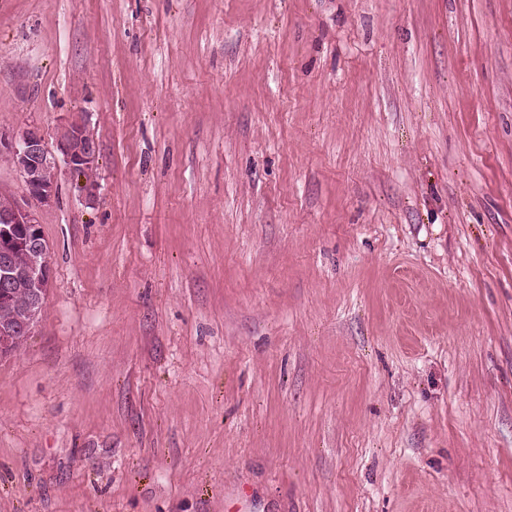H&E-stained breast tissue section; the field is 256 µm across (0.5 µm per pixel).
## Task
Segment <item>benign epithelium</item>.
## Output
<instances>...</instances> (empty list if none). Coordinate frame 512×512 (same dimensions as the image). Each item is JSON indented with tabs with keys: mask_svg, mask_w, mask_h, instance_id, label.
<instances>
[{
	"mask_svg": "<svg viewBox=\"0 0 512 512\" xmlns=\"http://www.w3.org/2000/svg\"><path fill=\"white\" fill-rule=\"evenodd\" d=\"M57 148L58 156L48 149L44 136L34 129H25L7 138L0 134V155L16 166L28 189L29 202L21 204L11 200L0 205V301L9 298L18 277H24L32 288L28 318L19 328L25 336L31 334L44 310L51 281L50 247L41 231L38 208L55 198L60 165L90 180L99 156V144L81 123H72L61 130ZM19 250L30 257L24 268L16 265L15 254Z\"/></svg>",
	"mask_w": 512,
	"mask_h": 512,
	"instance_id": "benign-epithelium-1",
	"label": "benign epithelium"
}]
</instances>
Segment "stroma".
<instances>
[{
	"label": "stroma",
	"instance_id": "stroma-1",
	"mask_svg": "<svg viewBox=\"0 0 512 512\" xmlns=\"http://www.w3.org/2000/svg\"><path fill=\"white\" fill-rule=\"evenodd\" d=\"M75 121L0 512H512V0H0ZM57 148L63 164L91 182L97 167L99 144L89 135L85 125L72 123L64 127L58 135Z\"/></svg>",
	"mask_w": 512,
	"mask_h": 512
}]
</instances>
